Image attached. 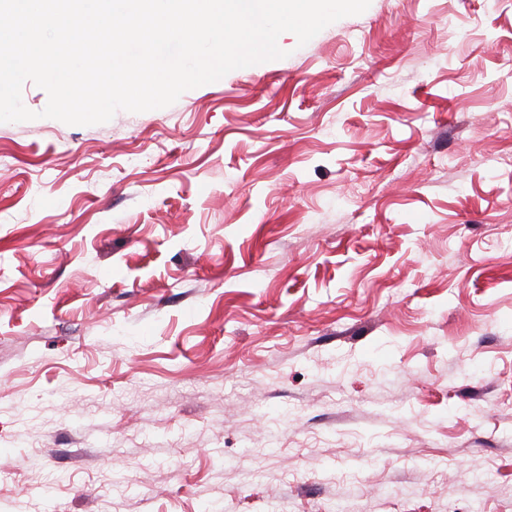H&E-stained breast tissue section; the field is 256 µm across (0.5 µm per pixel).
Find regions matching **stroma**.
<instances>
[{
	"label": "stroma",
	"instance_id": "obj_1",
	"mask_svg": "<svg viewBox=\"0 0 512 512\" xmlns=\"http://www.w3.org/2000/svg\"><path fill=\"white\" fill-rule=\"evenodd\" d=\"M282 48L0 123V512H512V0Z\"/></svg>",
	"mask_w": 512,
	"mask_h": 512
}]
</instances>
